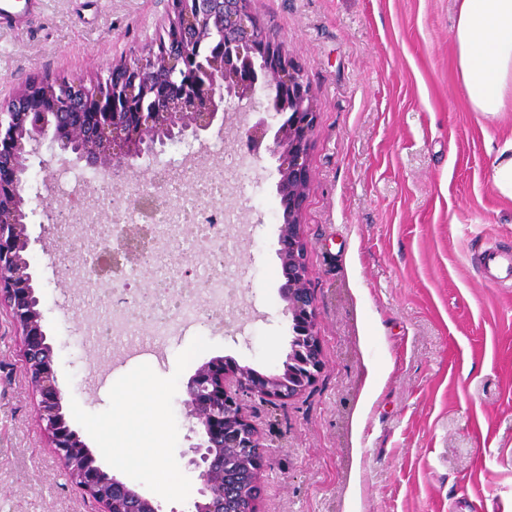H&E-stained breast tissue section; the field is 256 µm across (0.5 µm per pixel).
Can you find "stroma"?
<instances>
[{
  "instance_id": "35a3bbf8",
  "label": "stroma",
  "mask_w": 512,
  "mask_h": 512,
  "mask_svg": "<svg viewBox=\"0 0 512 512\" xmlns=\"http://www.w3.org/2000/svg\"><path fill=\"white\" fill-rule=\"evenodd\" d=\"M458 0H251V9L314 94L317 123L302 216L323 366L293 400L246 403L274 455L260 512H512V276L483 256L512 254V200L487 183L492 148L512 139V103L496 119L471 110L457 80L452 33ZM167 0H40L23 29L0 26V101L26 79L107 77L147 53L168 25ZM213 157L240 192L224 202L248 224L229 265L223 326L199 319L165 345L163 361L127 359L95 335L99 308L85 279H59L77 256L44 238L31 260L63 407L98 460L137 434L114 389L149 384L180 467L189 447L183 387L228 357L261 373L289 352L279 296L282 209L277 163L257 150L239 177L227 157L246 143L238 124L208 134ZM117 477L156 497L162 467ZM0 512H90L36 417L7 309H0Z\"/></svg>"
}]
</instances>
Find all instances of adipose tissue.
<instances>
[{"label": "adipose tissue", "mask_w": 512, "mask_h": 512, "mask_svg": "<svg viewBox=\"0 0 512 512\" xmlns=\"http://www.w3.org/2000/svg\"><path fill=\"white\" fill-rule=\"evenodd\" d=\"M454 47L457 79L471 109L495 118L512 98V0H459ZM152 398L151 389L141 383L116 396L158 458L165 433L157 417L145 410Z\"/></svg>", "instance_id": "ef3b65f1"}]
</instances>
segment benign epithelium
Listing matches in <instances>:
<instances>
[{"mask_svg":"<svg viewBox=\"0 0 512 512\" xmlns=\"http://www.w3.org/2000/svg\"><path fill=\"white\" fill-rule=\"evenodd\" d=\"M195 8L182 3L176 13L180 25L194 21L199 13L224 14V37L231 45L255 41L268 59L265 84L270 88L283 82L294 91L297 111L286 118L273 112L248 129V142L257 149L267 135L268 146L279 165L276 195L288 205V223L280 226L278 256L281 262L279 295L286 303L291 349L283 370L262 374L230 359L212 358L196 369L185 387L183 406L195 442L180 453L184 466L197 474L196 496L186 512H223L245 491L229 471L243 470L248 476V508L259 512L264 477L273 457L263 444L255 425L244 411L242 395L250 394L268 402L290 400L304 394L322 367L321 340L316 331L314 290L307 276V246L302 230L310 181L308 156L316 112L312 91L304 83L296 64L285 55L274 36L256 23L251 0H195ZM151 66L131 74V81L102 86L96 92V111L76 119L60 121L55 114L12 112L8 121L0 118V306L9 309L21 336L22 356L33 392L39 397L37 421L69 471L75 489L96 505V512H163L160 502L145 496L119 480L101 465L63 412V396L57 386L54 349L42 325L40 298L36 295L34 268L30 261L32 241L28 225L37 215L28 209L19 188L27 187L35 197L51 194L47 183L33 184L28 177L29 160L41 166L66 154L86 162L115 181L145 164V171L175 148L203 143L202 133L219 123L224 131L227 105L254 94L256 87L234 78H224V68L214 64L210 71L208 112H129L132 87L148 81L160 68L178 67L180 59L167 53L149 57ZM93 126L104 140L85 135Z\"/></svg>","mask_w":512,"mask_h":512,"instance_id":"obj_1","label":"benign epithelium"}]
</instances>
